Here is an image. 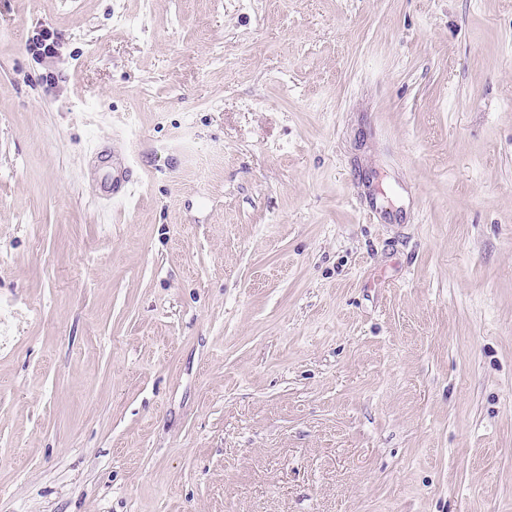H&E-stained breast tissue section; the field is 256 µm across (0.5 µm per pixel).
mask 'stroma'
Segmentation results:
<instances>
[{
	"label": "stroma",
	"instance_id": "1",
	"mask_svg": "<svg viewBox=\"0 0 512 512\" xmlns=\"http://www.w3.org/2000/svg\"><path fill=\"white\" fill-rule=\"evenodd\" d=\"M0 512H512V0H0ZM40 37L33 40V44L28 45L30 51L42 58H54L57 54L60 36L54 29L47 28L42 30Z\"/></svg>",
	"mask_w": 512,
	"mask_h": 512
}]
</instances>
